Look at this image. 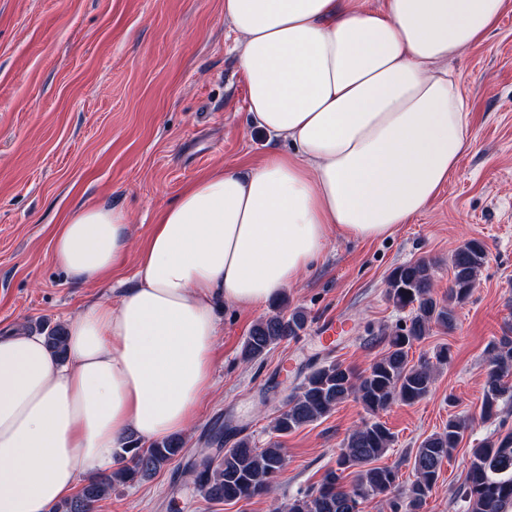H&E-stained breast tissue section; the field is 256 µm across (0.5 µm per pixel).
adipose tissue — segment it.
<instances>
[{"label":"adipose tissue","mask_w":512,"mask_h":512,"mask_svg":"<svg viewBox=\"0 0 512 512\" xmlns=\"http://www.w3.org/2000/svg\"><path fill=\"white\" fill-rule=\"evenodd\" d=\"M506 0H224L256 126L287 148L187 184L158 214L136 285L66 324L0 335V512H51L127 438L184 435L211 390L217 302L240 309L294 285L332 235L374 240L410 223L473 140L444 64L487 39ZM118 207L72 212L53 237L68 281L124 260Z\"/></svg>","instance_id":"adipose-tissue-1"}]
</instances>
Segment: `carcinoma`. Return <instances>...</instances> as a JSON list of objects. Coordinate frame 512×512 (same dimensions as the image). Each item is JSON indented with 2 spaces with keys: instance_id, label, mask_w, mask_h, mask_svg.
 <instances>
[{
  "instance_id": "carcinoma-1",
  "label": "carcinoma",
  "mask_w": 512,
  "mask_h": 512,
  "mask_svg": "<svg viewBox=\"0 0 512 512\" xmlns=\"http://www.w3.org/2000/svg\"><path fill=\"white\" fill-rule=\"evenodd\" d=\"M451 262L453 279L448 298L462 303L470 297L487 262L486 246L481 240L470 239L455 250ZM388 285L389 301L399 309H410V317L383 333L384 354L363 372L335 360L312 365L271 425L272 432L284 436L329 414L349 398L372 416L343 440L336 467L325 472L318 486L290 498L284 512H360L363 501L377 497L387 500L390 512H426L444 461L463 439L466 422L451 415L442 431L426 437L410 454L412 480L400 482L396 466L376 465L394 442L380 413L395 403L413 405L425 399L432 391L436 368L448 364L451 358L450 350L442 346L434 360L422 357L413 363L409 350L426 339L433 328L450 329L456 320L453 309L434 296L431 262L416 260L393 268ZM306 325V313L296 308L258 320L243 341V361H255L273 346L296 339ZM45 339L55 355L64 357L66 336L62 325L50 328ZM489 354L481 406L484 420L498 416L500 401L512 391L505 381L512 374V336L493 342ZM183 450L179 436L149 445L130 439L121 448L125 465L89 478L75 496L55 505L51 512H94L96 503L111 495L114 488L151 478L179 460ZM469 458L466 478L459 487L449 490L450 499L461 502L464 512H512V432L484 438L469 449ZM286 464L278 442L270 441L260 448L251 436L242 435L218 459L199 454L190 473L197 491L209 502L249 501L270 494ZM348 470L354 474L350 486L344 484Z\"/></svg>"
}]
</instances>
